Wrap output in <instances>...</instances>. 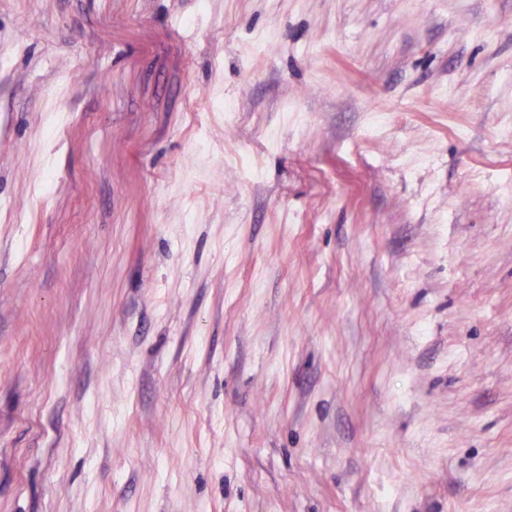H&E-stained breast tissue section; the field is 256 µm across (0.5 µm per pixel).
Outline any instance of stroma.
I'll return each instance as SVG.
<instances>
[{
  "instance_id": "stroma-1",
  "label": "stroma",
  "mask_w": 512,
  "mask_h": 512,
  "mask_svg": "<svg viewBox=\"0 0 512 512\" xmlns=\"http://www.w3.org/2000/svg\"><path fill=\"white\" fill-rule=\"evenodd\" d=\"M505 126L512 0H0V512H512Z\"/></svg>"
}]
</instances>
